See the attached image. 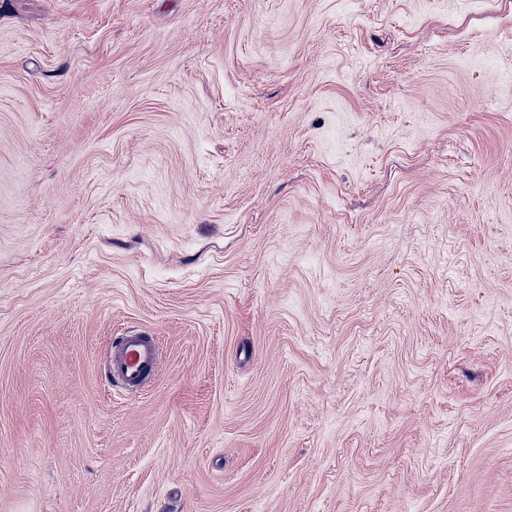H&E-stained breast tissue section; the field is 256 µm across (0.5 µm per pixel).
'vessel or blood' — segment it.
Returning a JSON list of instances; mask_svg holds the SVG:
<instances>
[{"label": "vessel or blood", "instance_id": "1", "mask_svg": "<svg viewBox=\"0 0 512 512\" xmlns=\"http://www.w3.org/2000/svg\"><path fill=\"white\" fill-rule=\"evenodd\" d=\"M159 368L156 338L133 331L113 338L105 363L108 381L136 393L157 377Z\"/></svg>", "mask_w": 512, "mask_h": 512}]
</instances>
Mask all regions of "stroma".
<instances>
[{"label": "stroma", "instance_id": "1", "mask_svg": "<svg viewBox=\"0 0 512 512\" xmlns=\"http://www.w3.org/2000/svg\"><path fill=\"white\" fill-rule=\"evenodd\" d=\"M510 73L512 0H0V512H512ZM160 368V347L153 336L130 331L112 339L105 363L106 379L129 393L141 391Z\"/></svg>", "mask_w": 512, "mask_h": 512}]
</instances>
